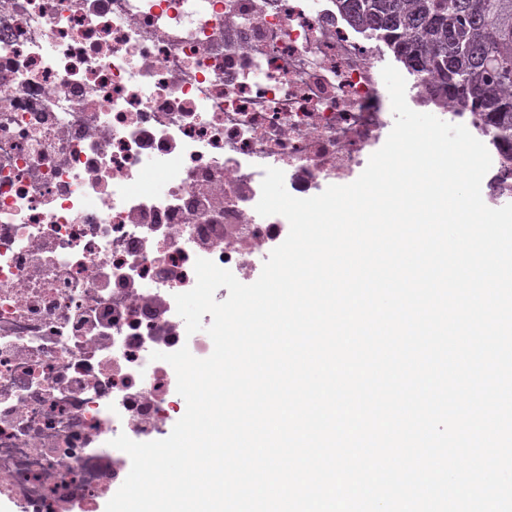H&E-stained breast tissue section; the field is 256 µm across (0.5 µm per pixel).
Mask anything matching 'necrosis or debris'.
<instances>
[{
  "label": "necrosis or debris",
  "mask_w": 512,
  "mask_h": 512,
  "mask_svg": "<svg viewBox=\"0 0 512 512\" xmlns=\"http://www.w3.org/2000/svg\"><path fill=\"white\" fill-rule=\"evenodd\" d=\"M381 41L336 0H0V512H98L162 439L173 367L208 357L176 294L240 277L298 198L365 169L394 124Z\"/></svg>",
  "instance_id": "4bbe7bcc"
}]
</instances>
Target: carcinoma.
Masks as SVG:
<instances>
[{
	"instance_id": "cac0c4a2",
	"label": "carcinoma",
	"mask_w": 512,
	"mask_h": 512,
	"mask_svg": "<svg viewBox=\"0 0 512 512\" xmlns=\"http://www.w3.org/2000/svg\"><path fill=\"white\" fill-rule=\"evenodd\" d=\"M383 41L429 100L475 115L512 158V0H336Z\"/></svg>"
}]
</instances>
